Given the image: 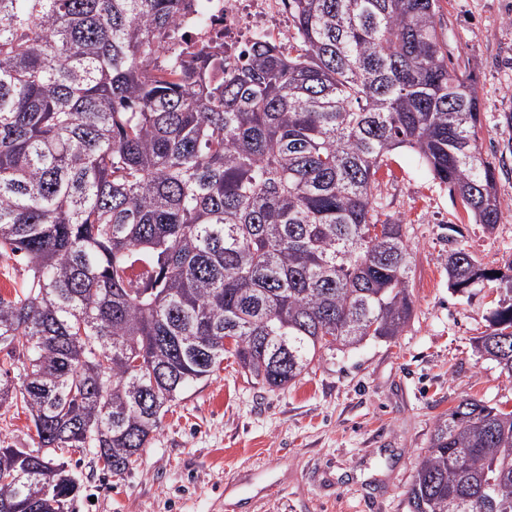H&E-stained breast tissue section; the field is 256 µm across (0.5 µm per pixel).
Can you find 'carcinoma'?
Here are the masks:
<instances>
[{
	"mask_svg": "<svg viewBox=\"0 0 512 512\" xmlns=\"http://www.w3.org/2000/svg\"><path fill=\"white\" fill-rule=\"evenodd\" d=\"M196 6L0 0V255L26 259L0 295V408L29 413L43 449L0 447V512H72L53 453L124 473L226 351L274 389L401 335L412 256L374 193L388 154L499 223L439 0H288V48L260 38L233 62L176 33ZM484 282L504 298L475 348L512 378V262L448 253L449 288ZM407 505L512 512V411L463 398L439 416Z\"/></svg>",
	"mask_w": 512,
	"mask_h": 512,
	"instance_id": "obj_1",
	"label": "carcinoma"
}]
</instances>
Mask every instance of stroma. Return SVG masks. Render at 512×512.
Wrapping results in <instances>:
<instances>
[{
  "label": "stroma",
  "mask_w": 512,
  "mask_h": 512,
  "mask_svg": "<svg viewBox=\"0 0 512 512\" xmlns=\"http://www.w3.org/2000/svg\"><path fill=\"white\" fill-rule=\"evenodd\" d=\"M448 65L475 78L480 147L502 215L473 222L417 156H387L376 192L412 255L414 314L400 336L325 352L283 389L247 378L232 356L173 402L132 469L103 471L89 448L57 453L80 489L74 512H408L406 491L437 418L472 397L512 410V379L474 340L501 296L448 286V253L512 261V0H440ZM0 446L35 450L29 415L0 409Z\"/></svg>",
  "instance_id": "stroma-1"
}]
</instances>
